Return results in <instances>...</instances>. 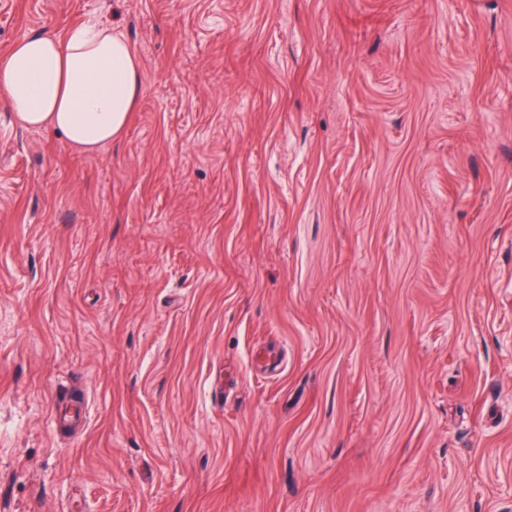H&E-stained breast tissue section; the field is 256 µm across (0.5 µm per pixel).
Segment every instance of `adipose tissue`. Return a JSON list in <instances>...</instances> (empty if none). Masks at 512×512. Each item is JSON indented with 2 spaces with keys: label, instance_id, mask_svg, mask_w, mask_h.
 <instances>
[{
  "label": "adipose tissue",
  "instance_id": "obj_1",
  "mask_svg": "<svg viewBox=\"0 0 512 512\" xmlns=\"http://www.w3.org/2000/svg\"><path fill=\"white\" fill-rule=\"evenodd\" d=\"M140 89L133 45L94 19L25 35L0 55V103L17 123L60 134L85 154L122 135Z\"/></svg>",
  "mask_w": 512,
  "mask_h": 512
}]
</instances>
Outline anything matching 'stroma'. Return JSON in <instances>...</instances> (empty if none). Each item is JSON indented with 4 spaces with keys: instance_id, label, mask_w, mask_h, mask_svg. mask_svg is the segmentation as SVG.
I'll list each match as a JSON object with an SVG mask.
<instances>
[{
    "instance_id": "1",
    "label": "stroma",
    "mask_w": 512,
    "mask_h": 512,
    "mask_svg": "<svg viewBox=\"0 0 512 512\" xmlns=\"http://www.w3.org/2000/svg\"><path fill=\"white\" fill-rule=\"evenodd\" d=\"M92 16L119 139L0 104V512H512V0H0V52Z\"/></svg>"
}]
</instances>
